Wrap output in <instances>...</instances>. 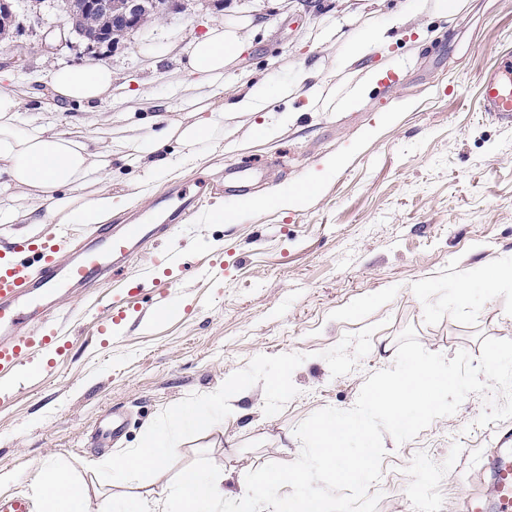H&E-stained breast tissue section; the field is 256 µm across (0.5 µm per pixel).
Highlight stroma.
Instances as JSON below:
<instances>
[{"label":"stroma","instance_id":"obj_1","mask_svg":"<svg viewBox=\"0 0 512 512\" xmlns=\"http://www.w3.org/2000/svg\"><path fill=\"white\" fill-rule=\"evenodd\" d=\"M237 14L260 28L225 67L223 88L187 72L179 50L149 52L171 32L188 41ZM66 20L31 0L0 33V78L25 94L22 125L131 137L179 120L187 94L230 103L264 81L287 85L288 98L225 113L223 148L170 150L168 172L147 188L142 165L113 155L112 192L126 199L115 228L158 223L149 204L179 188L199 196V215L131 260L126 278L155 265L189 310L158 314L153 281L134 297L126 280L109 277L71 293L88 313L66 353L0 394V474L11 479L0 501L23 495L38 512L32 480L52 462L88 490L92 512L118 502L113 462L168 411L222 392L230 375L246 381L237 411L182 433L178 462L223 465L237 500L247 472L299 457L297 425L355 405L365 380L393 365L406 327L448 358H479L487 337L512 339V288L490 298L468 278L479 264L501 275L512 259V127L485 118L480 87L483 72L512 54V0H176L167 16L94 49L78 38L56 47L49 31ZM77 64L112 67L111 100L55 103L51 70ZM391 71L401 79L388 87ZM239 165L261 167L263 177L234 197L224 175ZM307 183L315 189L306 202L280 203ZM213 209L233 222H205ZM172 248L183 270L168 279ZM217 249L226 267L215 279L206 270ZM463 279L465 302L456 297ZM116 300L126 319L101 328L100 312ZM278 376L284 397L266 395ZM483 407L473 393L410 441L384 436L382 477L371 487L378 512H461L463 490L487 492L483 464L512 435V419L477 425ZM114 413L125 432L107 445L97 429Z\"/></svg>","mask_w":512,"mask_h":512}]
</instances>
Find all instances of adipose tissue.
Listing matches in <instances>:
<instances>
[{
	"instance_id": "1",
	"label": "adipose tissue",
	"mask_w": 512,
	"mask_h": 512,
	"mask_svg": "<svg viewBox=\"0 0 512 512\" xmlns=\"http://www.w3.org/2000/svg\"><path fill=\"white\" fill-rule=\"evenodd\" d=\"M255 21L233 16L224 24L188 41L181 49L185 69L208 83L223 85L224 68L235 60ZM54 100L94 105L112 96V69L108 66L75 65L53 71L50 82ZM182 118L158 136H139L106 141L90 151L83 136L70 131L51 132L42 127L24 128L17 116L23 101L13 85L0 83V224L26 218L31 224H105L121 203L112 194V156L124 153L132 162H145L150 176L162 164L157 153L169 143L183 149L221 148L224 142V108L199 96L181 101ZM244 381L227 377L221 394L175 408L167 421L154 427L147 444L123 460L113 462L110 477L132 482L145 471L165 469L180 450L177 434L187 428L212 427L221 410H235ZM43 512H89L86 489L68 473L50 464L36 475ZM125 512H223L224 472L187 466L172 485L155 499L137 494L124 498Z\"/></svg>"
}]
</instances>
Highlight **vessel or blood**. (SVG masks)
<instances>
[{
  "mask_svg": "<svg viewBox=\"0 0 512 512\" xmlns=\"http://www.w3.org/2000/svg\"><path fill=\"white\" fill-rule=\"evenodd\" d=\"M484 112L504 127L512 126V55L503 56L481 77ZM166 227L127 225L118 232L99 225L94 240L73 245L71 236L50 230L34 239L0 246V374L19 373L41 352L58 351L66 342L61 325L26 330L27 307L56 299L64 288L121 272L139 252L156 242ZM495 492L493 506L470 495L465 512H512V438L505 436L490 463Z\"/></svg>",
  "mask_w": 512,
  "mask_h": 512,
  "instance_id": "1",
  "label": "vessel or blood"
}]
</instances>
